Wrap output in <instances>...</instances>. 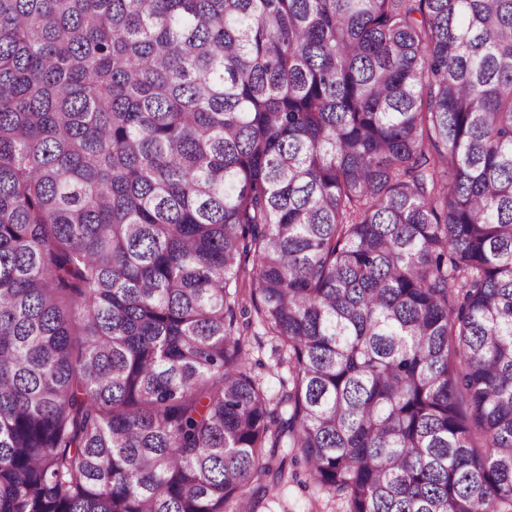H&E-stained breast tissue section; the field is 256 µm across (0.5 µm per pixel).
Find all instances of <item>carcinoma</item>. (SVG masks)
<instances>
[{"mask_svg": "<svg viewBox=\"0 0 512 512\" xmlns=\"http://www.w3.org/2000/svg\"><path fill=\"white\" fill-rule=\"evenodd\" d=\"M300 460L512 512V0H0V512ZM247 340L253 374L271 393L275 392L279 388L280 380L288 378L287 368L276 364L280 357L277 341L272 336L265 335L264 330L257 325L253 326Z\"/></svg>", "mask_w": 512, "mask_h": 512, "instance_id": "cac0c4a2", "label": "carcinoma"}]
</instances>
